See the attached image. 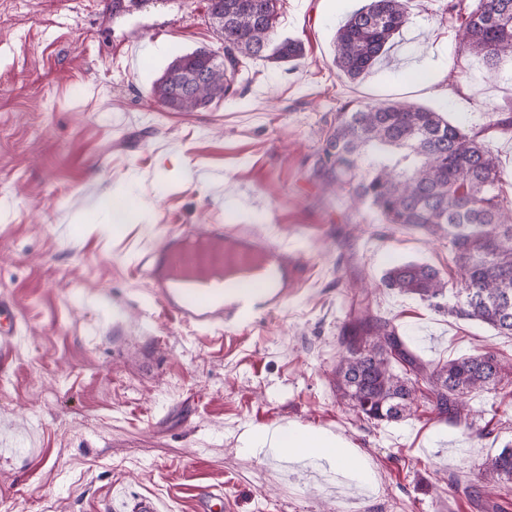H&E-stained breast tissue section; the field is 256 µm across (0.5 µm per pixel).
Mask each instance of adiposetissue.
I'll return each instance as SVG.
<instances>
[{
  "mask_svg": "<svg viewBox=\"0 0 512 512\" xmlns=\"http://www.w3.org/2000/svg\"><path fill=\"white\" fill-rule=\"evenodd\" d=\"M255 452H272L292 460L319 458L337 469L346 477L365 478L364 465L351 456L348 448L327 434L303 428L274 429L253 437L249 442Z\"/></svg>",
  "mask_w": 512,
  "mask_h": 512,
  "instance_id": "ef3b65f1",
  "label": "adipose tissue"
}]
</instances>
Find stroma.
Here are the masks:
<instances>
[{"instance_id": "35a3bbf8", "label": "stroma", "mask_w": 512, "mask_h": 512, "mask_svg": "<svg viewBox=\"0 0 512 512\" xmlns=\"http://www.w3.org/2000/svg\"><path fill=\"white\" fill-rule=\"evenodd\" d=\"M451 0H409L390 51L351 80L338 27L367 0H283L299 65L250 62L237 93L195 112L152 98L177 55L220 50L207 0H0V295L18 321L0 368V512H122L148 497L194 512L197 488L229 512H512L482 486L512 444V386L476 394L457 422L418 400L372 424L336 395L338 338L360 281L416 261L448 270L445 241L381 223L312 176L325 117L405 100L486 130L512 204V61L491 76L459 49ZM244 227L287 246L305 278L272 315L199 330L165 314L135 261L170 226ZM370 309L433 366L477 351L512 360V336L376 290ZM339 438L371 485L328 463L243 449L247 430Z\"/></svg>"}]
</instances>
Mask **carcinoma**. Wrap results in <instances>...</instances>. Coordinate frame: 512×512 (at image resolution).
Instances as JSON below:
<instances>
[{"mask_svg": "<svg viewBox=\"0 0 512 512\" xmlns=\"http://www.w3.org/2000/svg\"><path fill=\"white\" fill-rule=\"evenodd\" d=\"M451 9L463 18L462 44L489 68L512 60V0H478L473 9L458 0ZM207 17L224 52L201 48L170 61L152 95L171 112H195L235 95L245 59L297 65L305 56L302 41L277 31L278 0H208ZM407 22L408 0H369L336 31V68L358 79L385 56ZM314 175L385 224L447 241L455 283L411 261L390 268L382 288L512 335V208L504 205L499 163L482 131L467 132L439 112L404 102L346 103L327 123ZM340 345L336 391L377 424L410 417L421 380L426 399L451 419L468 418L474 394L512 384V361L491 352L424 365L406 350L396 326L366 306L351 308ZM481 480L512 483L511 445L491 458Z\"/></svg>", "mask_w": 512, "mask_h": 512, "instance_id": "obj_1", "label": "carcinoma"}]
</instances>
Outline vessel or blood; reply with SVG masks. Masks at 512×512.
<instances>
[{
    "instance_id": "1",
    "label": "vessel or blood",
    "mask_w": 512,
    "mask_h": 512,
    "mask_svg": "<svg viewBox=\"0 0 512 512\" xmlns=\"http://www.w3.org/2000/svg\"><path fill=\"white\" fill-rule=\"evenodd\" d=\"M143 262L163 308L205 329L218 322L242 325L272 313L299 282V269L283 247L242 231L172 232ZM16 333L14 306L0 297V363L9 361Z\"/></svg>"
}]
</instances>
